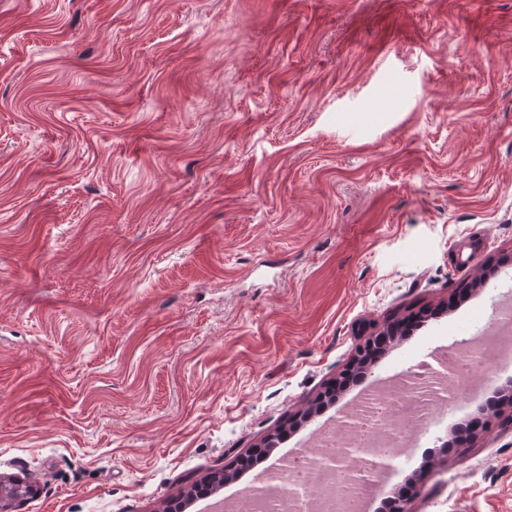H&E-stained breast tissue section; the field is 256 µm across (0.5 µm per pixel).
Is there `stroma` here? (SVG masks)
<instances>
[{
  "label": "stroma",
  "mask_w": 512,
  "mask_h": 512,
  "mask_svg": "<svg viewBox=\"0 0 512 512\" xmlns=\"http://www.w3.org/2000/svg\"><path fill=\"white\" fill-rule=\"evenodd\" d=\"M508 305L512 0H0L8 512H165L273 433L263 464L314 455ZM484 405L439 413L382 496L512 512V427L448 444Z\"/></svg>",
  "instance_id": "stroma-1"
}]
</instances>
